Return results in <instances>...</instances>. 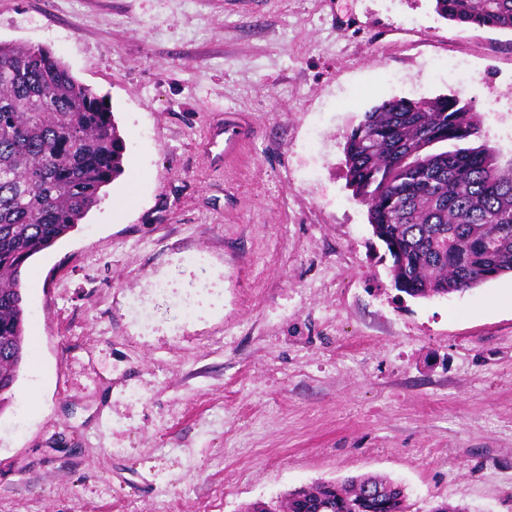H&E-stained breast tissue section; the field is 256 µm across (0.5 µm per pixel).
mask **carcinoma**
Listing matches in <instances>:
<instances>
[{
	"instance_id": "carcinoma-1",
	"label": "carcinoma",
	"mask_w": 512,
	"mask_h": 512,
	"mask_svg": "<svg viewBox=\"0 0 512 512\" xmlns=\"http://www.w3.org/2000/svg\"><path fill=\"white\" fill-rule=\"evenodd\" d=\"M464 31L512 33V0H434ZM126 142L105 101L52 51L0 42V409L28 351L22 267L53 246L125 171ZM353 197L413 298L446 297L512 274V159L503 163L452 94L385 100L344 147ZM379 476L320 481L245 512H407Z\"/></svg>"
}]
</instances>
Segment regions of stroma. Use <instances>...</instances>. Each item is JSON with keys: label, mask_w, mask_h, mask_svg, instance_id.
I'll use <instances>...</instances> for the list:
<instances>
[{"label": "stroma", "mask_w": 512, "mask_h": 512, "mask_svg": "<svg viewBox=\"0 0 512 512\" xmlns=\"http://www.w3.org/2000/svg\"><path fill=\"white\" fill-rule=\"evenodd\" d=\"M0 41L55 52L127 143L23 270L0 512H242L361 475L408 512H512V277L398 291L343 154L372 106L454 93L511 158V33L432 0H0ZM228 112L255 135L222 166Z\"/></svg>", "instance_id": "obj_1"}]
</instances>
